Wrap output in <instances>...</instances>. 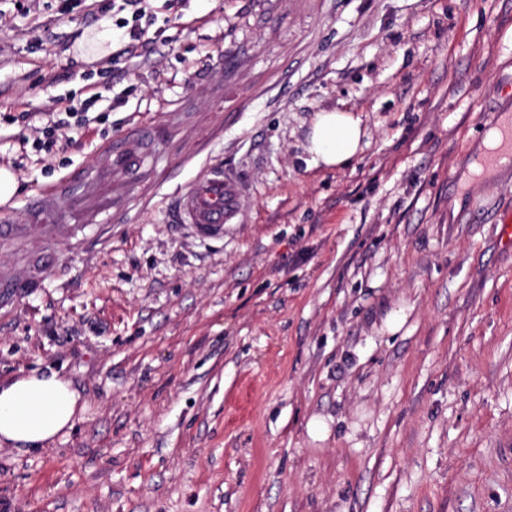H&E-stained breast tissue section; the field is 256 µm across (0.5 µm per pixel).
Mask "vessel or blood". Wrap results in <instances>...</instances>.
I'll return each instance as SVG.
<instances>
[{"label": "vessel or blood", "instance_id": "vessel-or-blood-1", "mask_svg": "<svg viewBox=\"0 0 512 512\" xmlns=\"http://www.w3.org/2000/svg\"><path fill=\"white\" fill-rule=\"evenodd\" d=\"M156 135L155 129L143 124L131 133L112 139L98 154L93 166L79 170L44 188L27 207L22 224H0V242H22L44 227L72 239L77 228L71 214L79 212L86 223L96 225L98 234L108 232L98 223L106 210H121L124 194L111 191L114 176L125 178L126 185L148 187L153 179L145 155ZM250 191L248 180L236 169L224 166L205 169L185 190L172 199L170 216L174 223L189 226L200 238L223 239L225 231L244 223L241 200ZM47 266L25 269L0 268V297L11 300L22 295L47 275Z\"/></svg>", "mask_w": 512, "mask_h": 512}]
</instances>
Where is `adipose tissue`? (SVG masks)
Listing matches in <instances>:
<instances>
[{"instance_id": "obj_1", "label": "adipose tissue", "mask_w": 512, "mask_h": 512, "mask_svg": "<svg viewBox=\"0 0 512 512\" xmlns=\"http://www.w3.org/2000/svg\"><path fill=\"white\" fill-rule=\"evenodd\" d=\"M364 136L359 118L348 112L317 116L307 151L311 162L329 169L350 166ZM79 402L59 373H21L0 382V446L37 451L71 429Z\"/></svg>"}]
</instances>
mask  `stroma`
<instances>
[{
    "mask_svg": "<svg viewBox=\"0 0 512 512\" xmlns=\"http://www.w3.org/2000/svg\"><path fill=\"white\" fill-rule=\"evenodd\" d=\"M56 5L0 0V221L133 126L168 135L109 244L49 245L0 308V379L84 401L50 447H0V512H512V166L468 176L512 114V0H143L132 59L126 0ZM335 110L365 132L341 170L306 151ZM213 164L251 191L202 241L165 207Z\"/></svg>",
    "mask_w": 512,
    "mask_h": 512,
    "instance_id": "1",
    "label": "stroma"
}]
</instances>
